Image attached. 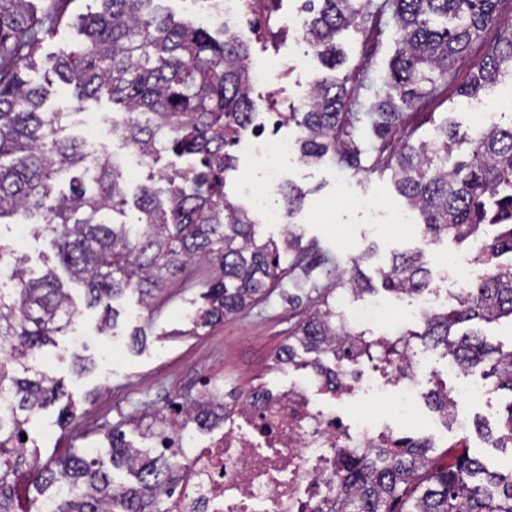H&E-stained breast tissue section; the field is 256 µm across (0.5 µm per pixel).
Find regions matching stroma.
<instances>
[{
  "mask_svg": "<svg viewBox=\"0 0 512 512\" xmlns=\"http://www.w3.org/2000/svg\"><path fill=\"white\" fill-rule=\"evenodd\" d=\"M342 62L328 70L321 59L312 66L317 76L328 74L352 87L355 99L368 100L385 92L389 63L398 49L390 12L369 9L362 24L343 31L336 39ZM475 56L460 59L448 82L426 97L402 108L397 119L382 133H374L370 122L357 108H350L354 126H343L341 138L350 151L346 156H326L315 164L292 156L284 166L287 182L305 195L300 211L288 225L262 224L261 239L281 240L286 228L300 235V246L281 261V272L266 294L239 314L223 322L195 326L191 317L202 306L201 294L217 278L219 271L208 261L198 260L183 267L164 288L148 300L126 293L116 306L121 312L117 327L100 334L101 308L87 305L83 285L69 280L49 248L48 236L18 235L13 219L0 222V249L27 257L33 276L54 270L69 292L87 342L80 347L87 369L76 373L67 337H57L45 347L42 368L61 381L65 398L75 407L68 427L58 423L59 408L39 411L27 426V454L62 455L73 448L96 449L109 460L108 428L122 424L126 438L142 446L141 428L147 424L172 426L183 418L184 409L202 399L204 381L219 375L224 381V404L234 410L251 390H287L293 380L311 376V368L278 366L276 355L295 330L320 305L338 270L349 269L355 257H362L361 272L370 278L374 295L382 303H392L394 295L382 285L380 272L397 253H423L440 260L464 255L470 243L446 237L433 238L420 229L419 213H412L416 230L394 239L377 233L388 223L384 213H371L351 205L352 197L378 196L405 206L397 192L391 165L405 143L438 139V128L453 119L468 128L475 101L460 94ZM29 79L46 89L44 108L68 115V132L96 144L99 155H123L128 145L112 136L105 117L117 109L108 96L77 101L69 87L44 68L30 71ZM303 80L296 62H289L285 74L273 85L254 89L257 112L267 114L283 109L286 100L297 98ZM144 326L143 346L132 347L133 327ZM122 350L113 353V341Z\"/></svg>",
  "mask_w": 512,
  "mask_h": 512,
  "instance_id": "1",
  "label": "stroma"
}]
</instances>
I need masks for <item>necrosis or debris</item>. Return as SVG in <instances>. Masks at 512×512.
Listing matches in <instances>:
<instances>
[{
    "label": "necrosis or debris",
    "instance_id": "4bbe7bcc",
    "mask_svg": "<svg viewBox=\"0 0 512 512\" xmlns=\"http://www.w3.org/2000/svg\"><path fill=\"white\" fill-rule=\"evenodd\" d=\"M237 144L259 165L260 184L246 192L258 204L261 223H287L286 213L263 201L279 193L282 163L294 153L295 138L263 134L253 122ZM339 306L353 333L336 343L343 356L336 362L335 391L318 375L276 395L254 393L230 422L213 416L205 444L191 446L187 433L176 437V447L191 453L166 499L168 512H334L336 474L347 460L375 448L434 447L428 430L437 425L467 430L462 406L485 396L484 385L468 383L467 370L449 361L455 384L448 406L430 404V371L415 337L402 327L379 332L385 310L379 301L347 294ZM375 341L392 348L390 360L360 355L363 344ZM320 393L329 394L330 405L317 401Z\"/></svg>",
    "mask_w": 512,
    "mask_h": 512
}]
</instances>
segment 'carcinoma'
I'll list each match as a JSON object with an SVG mask.
<instances>
[{"label": "carcinoma", "instance_id": "obj_1", "mask_svg": "<svg viewBox=\"0 0 512 512\" xmlns=\"http://www.w3.org/2000/svg\"><path fill=\"white\" fill-rule=\"evenodd\" d=\"M101 10L76 15L86 37L78 50L40 56L42 42L71 19L74 0H0V220L15 216L34 234L51 232L58 263L87 290L88 304L103 309L99 332L115 327L113 303L128 291L144 297L162 287L195 259L217 264L220 279L204 294L195 322H221L265 294L281 255L298 239L288 233L281 244L257 237L258 223L224 192V173L234 169L228 148L251 121L248 44L233 35L219 41L204 29L185 25L154 7L157 0H100ZM501 0H392L399 49L391 62L385 96L369 108L373 126L396 119L397 102H412L448 81L456 61L488 28L500 22ZM305 39L332 70L340 62L336 35L363 19L369 0H307ZM48 66L73 87L82 102L107 91L122 111L112 117V134L145 158L171 150L197 156L194 167L151 175L138 188L140 217L116 224L127 191L121 169L109 159L89 169L83 142L65 134V113L44 110L45 92L25 73ZM512 73V27L501 33L475 66L461 90L467 97L497 85ZM346 86L334 78L314 81L312 102L302 112L282 114L295 123L300 158L316 163L336 153L346 119ZM444 156L427 141L405 145L392 167L409 205L420 211L425 231L477 246L485 271L468 295L442 313H431L411 335L441 347L466 370L480 368L496 386L512 390V350L490 347L481 334L460 326L512 318V272L492 260L512 252V223L495 225L479 238L486 221L485 200L512 209V122L495 124L478 136L460 133L453 122L439 127ZM469 146V160L448 165L452 147ZM71 175L66 192L53 193L51 181ZM288 214L300 209L301 193L280 191ZM353 261L348 275L336 276V294L371 293ZM26 258L13 257L9 291L0 289V512H166L163 494H172L169 459L128 444L121 425L108 432L112 466L138 470L134 485H113L89 451L72 450L41 461L26 459L25 425L63 395L58 381L39 369L37 357L54 337L67 331L77 314L54 272L29 278ZM388 291L414 294L433 277L420 254H398L381 272ZM340 315L325 298L299 328L294 342L279 352L278 363H296L297 348L336 355ZM205 403L193 406L190 421L203 424ZM495 442L512 447V403L504 407ZM25 486L28 507L20 504ZM337 512H512V469L491 471L465 450L446 468L432 467L427 448H379L336 475Z\"/></svg>", "mask_w": 512, "mask_h": 512}]
</instances>
